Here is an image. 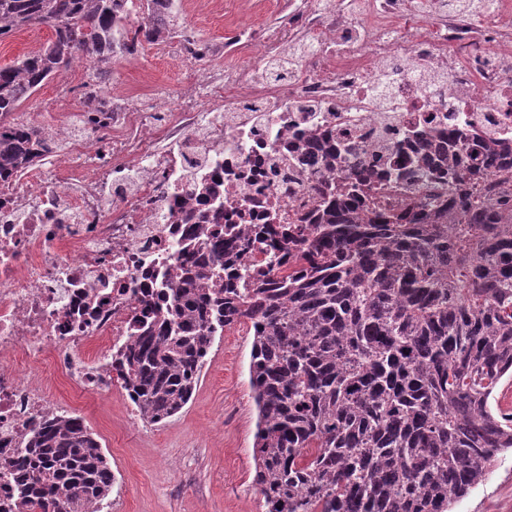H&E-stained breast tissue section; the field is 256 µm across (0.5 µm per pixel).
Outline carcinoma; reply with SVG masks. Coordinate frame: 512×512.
<instances>
[{
  "mask_svg": "<svg viewBox=\"0 0 512 512\" xmlns=\"http://www.w3.org/2000/svg\"><path fill=\"white\" fill-rule=\"evenodd\" d=\"M166 2L0 0V41L54 29L0 67V173L63 152L9 117L78 56L100 86L137 41L177 33ZM455 156L446 199L386 209L358 173L322 187L311 233L258 239L265 271L244 267L247 228L193 225L158 294L165 307L154 303L117 354L140 419L177 415L216 336L248 320L253 481L267 512H450L512 450L497 397L512 378V149L466 138ZM17 471V512H96L115 483L77 416L44 423Z\"/></svg>",
  "mask_w": 512,
  "mask_h": 512,
  "instance_id": "carcinoma-1",
  "label": "carcinoma"
}]
</instances>
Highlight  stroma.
<instances>
[{"label":"stroma","mask_w":512,"mask_h":512,"mask_svg":"<svg viewBox=\"0 0 512 512\" xmlns=\"http://www.w3.org/2000/svg\"><path fill=\"white\" fill-rule=\"evenodd\" d=\"M185 35L223 48L250 30L280 32L296 28L298 16L286 0H195ZM48 24H38L0 41V67L46 44ZM87 73L70 69L45 83L15 113L16 119L45 128L73 124L83 109ZM186 85V67L144 52L112 65V86L143 93L149 107L176 103ZM70 101L63 110L50 102L61 88ZM252 335L246 326L216 337L188 405L164 423L129 424L126 398L115 389L83 395L64 384L79 416L101 441L116 477L110 503L121 512H267L253 484L256 412L250 386ZM451 512H512V452L497 456L485 480L451 506Z\"/></svg>","instance_id":"stroma-1"}]
</instances>
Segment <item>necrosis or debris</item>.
I'll return each mask as SVG.
<instances>
[{"instance_id": "1", "label": "necrosis or debris", "mask_w": 512, "mask_h": 512, "mask_svg": "<svg viewBox=\"0 0 512 512\" xmlns=\"http://www.w3.org/2000/svg\"><path fill=\"white\" fill-rule=\"evenodd\" d=\"M424 3L314 0L296 33L243 41L255 62L244 71L173 35L153 48L188 66L187 101L158 117L131 103L107 124L84 114L83 137L52 132L69 154L0 179V512L20 500L32 433L76 413L44 369L83 394L120 385L112 355L145 293L170 286L189 225L300 224L317 183L451 132L512 146V0L479 18ZM303 42L288 83L258 76ZM328 139L354 154L293 160Z\"/></svg>"}]
</instances>
